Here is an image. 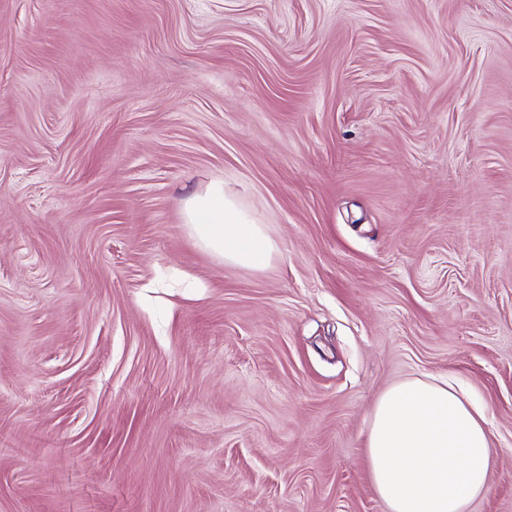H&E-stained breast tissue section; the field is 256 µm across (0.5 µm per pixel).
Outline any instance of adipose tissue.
Masks as SVG:
<instances>
[{"mask_svg": "<svg viewBox=\"0 0 512 512\" xmlns=\"http://www.w3.org/2000/svg\"><path fill=\"white\" fill-rule=\"evenodd\" d=\"M183 214L200 244L225 263L262 270L278 250L223 182L192 191ZM491 452L483 406L447 381H401L371 413L366 462L388 512H466L491 489Z\"/></svg>", "mask_w": 512, "mask_h": 512, "instance_id": "ef3b65f1", "label": "adipose tissue"}]
</instances>
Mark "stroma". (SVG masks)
I'll return each mask as SVG.
<instances>
[{
	"mask_svg": "<svg viewBox=\"0 0 512 512\" xmlns=\"http://www.w3.org/2000/svg\"><path fill=\"white\" fill-rule=\"evenodd\" d=\"M216 178L266 269L184 224ZM424 375L512 512V0H0V512H387Z\"/></svg>",
	"mask_w": 512,
	"mask_h": 512,
	"instance_id": "35a3bbf8",
	"label": "stroma"
}]
</instances>
